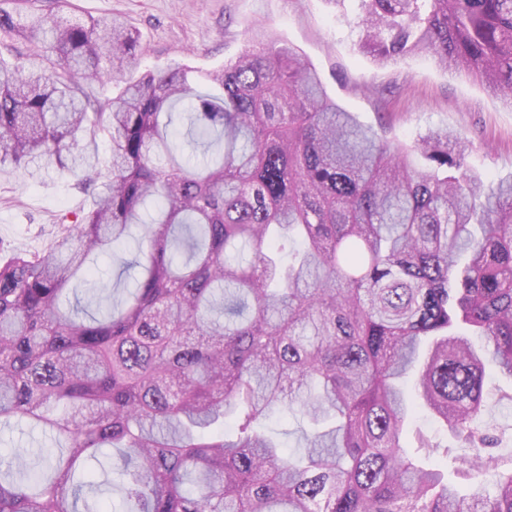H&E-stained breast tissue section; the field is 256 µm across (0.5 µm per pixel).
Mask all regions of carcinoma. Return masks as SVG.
Wrapping results in <instances>:
<instances>
[{
    "label": "carcinoma",
    "mask_w": 512,
    "mask_h": 512,
    "mask_svg": "<svg viewBox=\"0 0 512 512\" xmlns=\"http://www.w3.org/2000/svg\"><path fill=\"white\" fill-rule=\"evenodd\" d=\"M24 3L0 7L39 43H0V171L54 169L92 205L49 253L0 256V426L53 443L45 474L0 470V512H512V469L476 448L487 372L512 378V174L440 129L388 139L261 33L201 80L175 63L101 99L136 34ZM362 5L374 62L426 53L512 108V0ZM124 241V297L65 308ZM285 403L307 420L288 454L266 430ZM421 411L494 495L409 454ZM101 457L118 511L82 500Z\"/></svg>",
    "instance_id": "1"
}]
</instances>
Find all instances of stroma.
I'll list each match as a JSON object with an SVG mask.
<instances>
[{
    "mask_svg": "<svg viewBox=\"0 0 512 512\" xmlns=\"http://www.w3.org/2000/svg\"><path fill=\"white\" fill-rule=\"evenodd\" d=\"M357 0H69L63 17L121 16L139 35L141 67L162 71L182 63L206 72L243 48L242 33L263 27L293 45L319 72L328 94L359 120L383 125L391 139L411 142L442 128L470 143L469 163L485 175L512 173V109L481 83L416 54L380 67L358 49L352 19ZM89 196L70 179L49 174L32 184L0 171V242L50 252L60 212L88 208ZM480 426L492 455L512 460V378L492 372L485 384Z\"/></svg>",
    "mask_w": 512,
    "mask_h": 512,
    "instance_id": "35a3bbf8",
    "label": "stroma"
}]
</instances>
